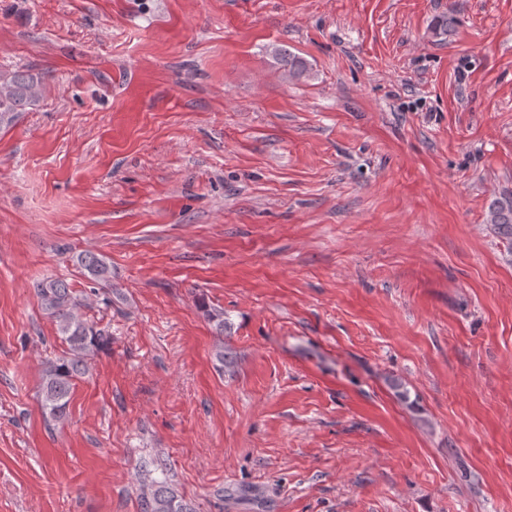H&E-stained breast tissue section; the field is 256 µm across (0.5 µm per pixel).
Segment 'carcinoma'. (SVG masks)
Returning a JSON list of instances; mask_svg holds the SVG:
<instances>
[{"mask_svg":"<svg viewBox=\"0 0 512 512\" xmlns=\"http://www.w3.org/2000/svg\"><path fill=\"white\" fill-rule=\"evenodd\" d=\"M270 53L276 63L288 70L293 77L308 72L307 62L275 46ZM43 77L31 70H0V128L12 126L20 113L41 107ZM486 223L494 233L512 243V191L494 197L488 204ZM85 276L112 291V269L92 252L77 257ZM34 290L42 307L57 324V333L66 345L63 354L51 362L44 371L41 386V403L48 415L61 419L66 415L74 389V381L86 372L88 356L104 350L111 337L83 320L77 313L79 302L63 279L44 277L34 283ZM207 317L220 336L230 333L231 324L224 318V310L209 309ZM140 512H193L169 488L167 481H156L150 494L140 500Z\"/></svg>","mask_w":512,"mask_h":512,"instance_id":"carcinoma-1","label":"carcinoma"}]
</instances>
